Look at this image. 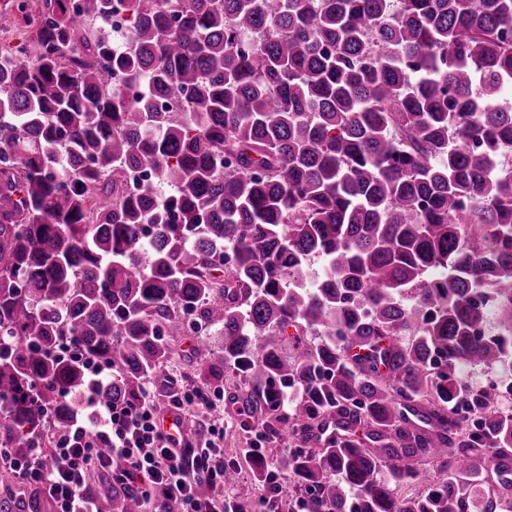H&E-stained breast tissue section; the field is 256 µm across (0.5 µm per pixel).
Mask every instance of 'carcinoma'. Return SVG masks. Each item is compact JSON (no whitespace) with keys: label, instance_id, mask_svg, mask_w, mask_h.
I'll use <instances>...</instances> for the list:
<instances>
[{"label":"carcinoma","instance_id":"obj_1","mask_svg":"<svg viewBox=\"0 0 512 512\" xmlns=\"http://www.w3.org/2000/svg\"><path fill=\"white\" fill-rule=\"evenodd\" d=\"M23 26L35 59L0 51V448L48 447L65 394L137 396L190 322L224 336L201 386L232 369L288 439L300 512H512V382L461 378L512 365V0H37ZM132 169L155 174L134 195Z\"/></svg>","mask_w":512,"mask_h":512}]
</instances>
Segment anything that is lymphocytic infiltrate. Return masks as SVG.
<instances>
[{"label": "lymphocytic infiltrate", "mask_w": 512, "mask_h": 512, "mask_svg": "<svg viewBox=\"0 0 512 512\" xmlns=\"http://www.w3.org/2000/svg\"><path fill=\"white\" fill-rule=\"evenodd\" d=\"M156 384L149 379L130 400H86L80 416L54 434L50 451L34 449L13 464L18 479L43 489L56 512H99L88 483L94 470L139 495L150 512H162L172 497L182 502L183 512H224L221 431L211 428L209 438L197 444L166 436L154 405ZM203 484L208 493L200 492Z\"/></svg>", "instance_id": "f902f5d3"}]
</instances>
